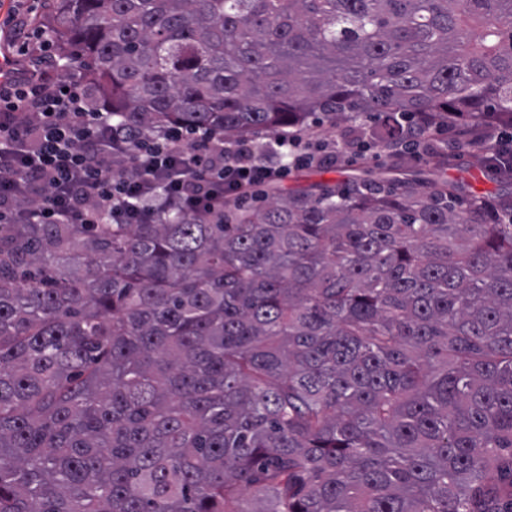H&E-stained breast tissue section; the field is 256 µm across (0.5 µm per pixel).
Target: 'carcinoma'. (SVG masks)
Masks as SVG:
<instances>
[{
	"instance_id": "carcinoma-1",
	"label": "carcinoma",
	"mask_w": 512,
	"mask_h": 512,
	"mask_svg": "<svg viewBox=\"0 0 512 512\" xmlns=\"http://www.w3.org/2000/svg\"><path fill=\"white\" fill-rule=\"evenodd\" d=\"M139 131L512 115V0H53ZM454 188L0 224V512H512V223Z\"/></svg>"
}]
</instances>
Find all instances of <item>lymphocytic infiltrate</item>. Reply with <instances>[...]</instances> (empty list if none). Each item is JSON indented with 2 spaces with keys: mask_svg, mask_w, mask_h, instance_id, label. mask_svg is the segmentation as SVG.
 I'll return each mask as SVG.
<instances>
[{
  "mask_svg": "<svg viewBox=\"0 0 512 512\" xmlns=\"http://www.w3.org/2000/svg\"><path fill=\"white\" fill-rule=\"evenodd\" d=\"M49 28L20 23L0 74L1 224H141L172 210L213 216L225 200L312 161L300 134L275 141L291 164L263 165L248 143L215 132H134L93 109L86 85L66 77V48Z\"/></svg>",
  "mask_w": 512,
  "mask_h": 512,
  "instance_id": "1",
  "label": "lymphocytic infiltrate"
}]
</instances>
